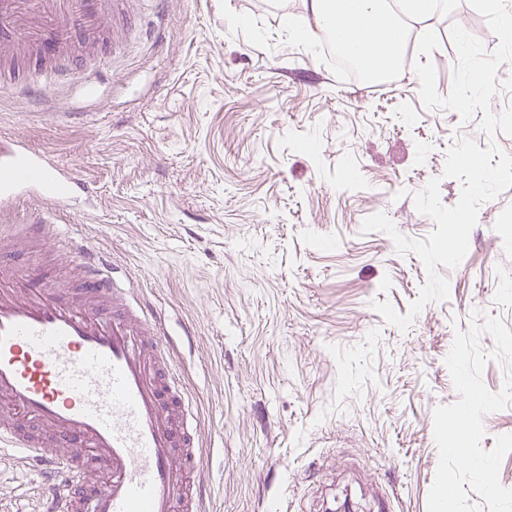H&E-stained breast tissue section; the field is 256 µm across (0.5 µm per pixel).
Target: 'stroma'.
Returning a JSON list of instances; mask_svg holds the SVG:
<instances>
[{"label": "stroma", "mask_w": 512, "mask_h": 512, "mask_svg": "<svg viewBox=\"0 0 512 512\" xmlns=\"http://www.w3.org/2000/svg\"><path fill=\"white\" fill-rule=\"evenodd\" d=\"M411 50L386 91L337 71L311 0H104L78 59L21 39L0 50V136L26 137L97 187L62 228L105 252L176 340L203 450L193 478L205 512H428L438 466L433 415L458 400L445 358L473 310L512 329V188L483 203L450 295L407 314L427 281L411 238L435 221L415 197L444 177L461 138L486 147L480 116L425 109L417 63L447 97L460 25L499 40L467 0L398 14ZM62 70L49 110L22 84ZM94 78L85 96L73 69ZM41 478L0 455V512H45Z\"/></svg>", "instance_id": "1"}]
</instances>
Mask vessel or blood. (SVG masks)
<instances>
[{
  "label": "vessel or blood",
  "mask_w": 512,
  "mask_h": 512,
  "mask_svg": "<svg viewBox=\"0 0 512 512\" xmlns=\"http://www.w3.org/2000/svg\"><path fill=\"white\" fill-rule=\"evenodd\" d=\"M103 12V0H0V37L26 21L30 41L66 51L93 40ZM93 191L23 136L0 140V210L33 207L22 224L0 225V243L19 233L81 269L75 288L33 261L0 277V453L38 468L50 512H198L194 400L168 362L161 317L116 282L104 253L54 231ZM20 421L49 429L51 448Z\"/></svg>",
  "instance_id": "vessel-or-blood-1"
}]
</instances>
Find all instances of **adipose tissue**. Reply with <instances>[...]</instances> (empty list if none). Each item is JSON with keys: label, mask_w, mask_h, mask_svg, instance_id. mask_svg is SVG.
<instances>
[{"label": "adipose tissue", "mask_w": 512, "mask_h": 512, "mask_svg": "<svg viewBox=\"0 0 512 512\" xmlns=\"http://www.w3.org/2000/svg\"><path fill=\"white\" fill-rule=\"evenodd\" d=\"M312 10L318 22L335 18L337 38L358 51L362 61L371 69L398 64V44L368 43L361 38L362 33L368 31L396 32L395 22L383 0H312Z\"/></svg>", "instance_id": "adipose-tissue-1"}]
</instances>
